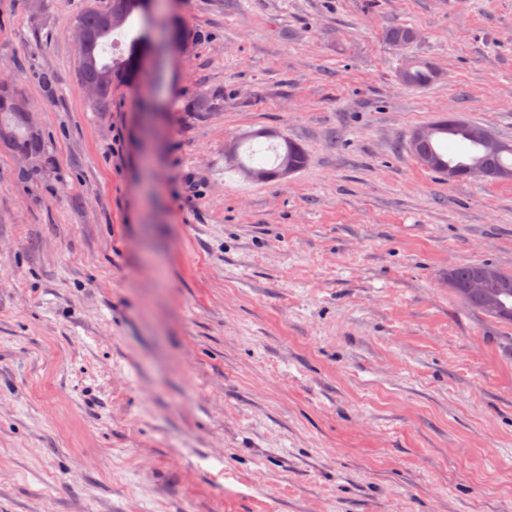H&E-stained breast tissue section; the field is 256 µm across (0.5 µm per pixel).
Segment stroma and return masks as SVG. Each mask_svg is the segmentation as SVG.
<instances>
[{"mask_svg": "<svg viewBox=\"0 0 512 512\" xmlns=\"http://www.w3.org/2000/svg\"><path fill=\"white\" fill-rule=\"evenodd\" d=\"M89 1L0 0L44 141L0 145V512H512V325L448 285L512 273V180L406 149L442 117L512 141V0H161L101 112ZM263 128L306 167L231 169L236 139L272 164ZM439 76L436 68L429 62L413 60L408 62L399 72L401 84L407 87H421L434 82ZM270 132H275L273 130L261 129L256 131L252 137H265V138H281L283 140V146L280 152H278L277 148H272L276 151V162L277 165L274 168L268 169L263 166H247L245 165L238 156V149L240 147V142H236L235 151L233 154H230L233 159H228L229 162H236L237 164L234 167L235 170L241 172L247 180L253 182H266L268 180L280 177V173L282 169L288 166L289 168H294L296 170H300L304 167L306 163V156L303 149L294 141L286 138L283 135H279L276 132L271 134ZM485 265L488 264H471L450 270L449 273H453V285L451 287L454 288L455 293L461 298V300L467 306L482 311L488 314L489 316L497 318L493 314L491 307L488 303L484 301L471 300L466 295L465 285L469 280L472 272L477 267ZM509 285L510 284H508L507 282L499 281V272H497L495 269L483 268L482 270H480L474 276L471 277L467 284V288H470L471 292L477 296L481 295L484 292L485 288H509L508 291L504 292L502 296L498 297V299L500 300L499 303L501 305H508L510 304L511 301L512 308V288Z\"/></svg>", "mask_w": 512, "mask_h": 512, "instance_id": "stroma-1", "label": "stroma"}]
</instances>
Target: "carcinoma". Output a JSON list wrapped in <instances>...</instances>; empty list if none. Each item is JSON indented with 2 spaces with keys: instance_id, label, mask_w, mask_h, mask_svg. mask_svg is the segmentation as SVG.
<instances>
[{
  "instance_id": "obj_1",
  "label": "carcinoma",
  "mask_w": 512,
  "mask_h": 512,
  "mask_svg": "<svg viewBox=\"0 0 512 512\" xmlns=\"http://www.w3.org/2000/svg\"><path fill=\"white\" fill-rule=\"evenodd\" d=\"M126 10L127 17H132L137 8L134 0H109V5L102 9L90 6L77 18V24L82 26L93 36V41L88 46L79 47L77 59V78L82 85L97 84L102 87L100 95L90 102L92 109L100 111L105 109L112 100V89L127 85L132 82L134 72L132 70L140 42L147 37L142 31L133 37L129 43L128 53L113 55L110 60H103L99 48L105 45L106 40L120 27L113 25L110 14L115 7ZM387 41L392 44L408 46L414 41V31L408 27H395L387 31ZM439 76L436 68L429 62L413 60L407 63L399 72L398 78L401 84L407 87H421L434 82ZM26 99L24 93L17 86H11L8 93V101L0 100V130L7 133V137L0 140L9 145L13 150L30 154L36 158L43 152L40 134L30 132L23 119L12 107L10 99ZM224 106V97L202 92L198 94L190 104L193 112H217ZM434 131L430 138L417 149H409L413 160L422 168L431 172L444 175L448 167H456L464 172V176H476L480 172L495 173L506 171L512 173V163L505 161L506 152L493 151L476 143H471L472 150L467 157L458 161L448 155L443 144L448 139L467 140L462 129L444 120L433 124ZM277 165L268 169L263 166H247L242 161H237L235 169L244 177L253 182H266L280 176L285 167L299 170L306 163L303 149L294 141L283 138V146L276 153ZM477 265L471 264L452 269L453 285L455 293L469 307L493 315L491 307L484 301L471 300L466 295L465 285Z\"/></svg>"
}]
</instances>
